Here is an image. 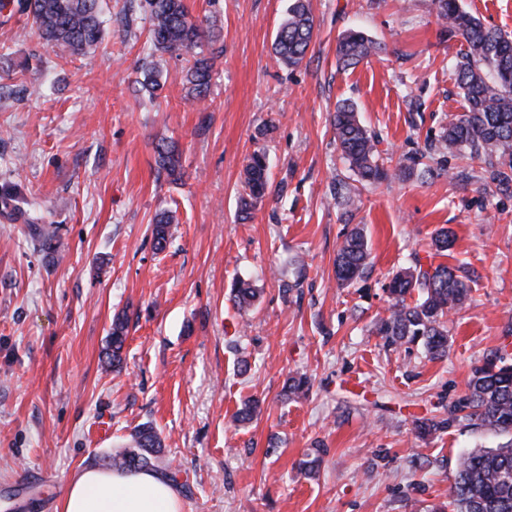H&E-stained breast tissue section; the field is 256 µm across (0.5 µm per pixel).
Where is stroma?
I'll list each match as a JSON object with an SVG mask.
<instances>
[{
	"label": "stroma",
	"mask_w": 512,
	"mask_h": 512,
	"mask_svg": "<svg viewBox=\"0 0 512 512\" xmlns=\"http://www.w3.org/2000/svg\"><path fill=\"white\" fill-rule=\"evenodd\" d=\"M185 3L214 36L201 103L182 58L151 57L140 0H103L104 40L70 62L24 15L0 12V512H55L75 471L109 466L144 424L183 512H433L459 456L500 441L462 421L423 440L414 422L447 416L494 353L512 358V192L444 148L426 182L360 188L331 116L353 102L381 150L405 161L465 110L453 75L465 43L443 34L432 0H309L312 43L291 68L273 50L289 0ZM352 26L382 50L341 69L337 37ZM149 60L162 74L154 96L136 87ZM163 138L178 144L180 182L157 174ZM259 148L269 190L242 221L243 168ZM340 181L360 189L353 212L335 200ZM29 214L55 228L52 249L30 238ZM355 226L368 264L342 287L336 252ZM442 227L455 235L444 257L431 247ZM440 263L470 290L448 319L447 358L386 347L375 324L392 274ZM237 278L259 292L244 311ZM119 312L129 330L116 372ZM296 372L311 388L290 399ZM251 398L257 416L235 421ZM128 321L125 315L117 314L112 319V368L119 369L122 364V350L126 338Z\"/></svg>",
	"instance_id": "obj_1"
}]
</instances>
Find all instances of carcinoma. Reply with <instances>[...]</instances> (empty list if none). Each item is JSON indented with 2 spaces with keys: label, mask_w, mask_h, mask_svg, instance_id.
Instances as JSON below:
<instances>
[{
  "label": "carcinoma",
  "mask_w": 512,
  "mask_h": 512,
  "mask_svg": "<svg viewBox=\"0 0 512 512\" xmlns=\"http://www.w3.org/2000/svg\"><path fill=\"white\" fill-rule=\"evenodd\" d=\"M442 31L459 36L466 43L455 64V81L467 103L466 110L448 116L440 142L472 161L481 163L482 177L502 191L512 189V38L498 29L485 26L465 11L460 0H432ZM30 28L62 59L84 55L105 36L100 0H20ZM149 16V42L152 54L187 56L192 64L184 79L188 95L206 99L211 81L212 58L202 49L203 27L194 20L184 0H144ZM314 32V19L307 0H292L287 17L274 40L279 60L293 67L306 56ZM379 44L362 31H343L336 44V59L349 67L375 54ZM143 89L153 94L161 88L159 72L148 65L143 70ZM337 148L341 158L359 176L374 185L398 179L408 181L432 172L436 161L428 148L395 168L386 166L378 149L379 140L360 120L354 104L341 102L332 117ZM158 174L171 181L182 177L176 143L169 140L156 145ZM268 161L265 150H255L244 169L243 193L238 213L247 220L266 195ZM172 218L162 215L155 224L154 242L163 248L169 236ZM31 235L52 248L54 232L44 224L28 220ZM368 258L364 229L356 226L346 235L336 255V275L342 286L351 284L363 272ZM386 292L390 300L388 315L378 320L377 334L386 345L420 343L434 359L448 353V315L468 299L469 288L446 265L427 269L416 266L393 275ZM255 292L237 281L233 300L240 308L251 305ZM128 321L117 314L112 319V368L122 364V350ZM469 425L492 430L506 441L495 448H475L460 457L448 506L451 512H512V360L496 355L476 368L464 396L448 406V417L422 418L415 429L429 438L448 429L457 419ZM133 447L112 456L117 471L147 469L162 448V441L151 425H142L132 434Z\"/></svg>",
  "instance_id": "1"
}]
</instances>
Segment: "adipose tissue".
<instances>
[{"mask_svg": "<svg viewBox=\"0 0 512 512\" xmlns=\"http://www.w3.org/2000/svg\"><path fill=\"white\" fill-rule=\"evenodd\" d=\"M58 512H183L173 482L152 470H78L66 483Z\"/></svg>", "mask_w": 512, "mask_h": 512, "instance_id": "obj_1", "label": "adipose tissue"}]
</instances>
